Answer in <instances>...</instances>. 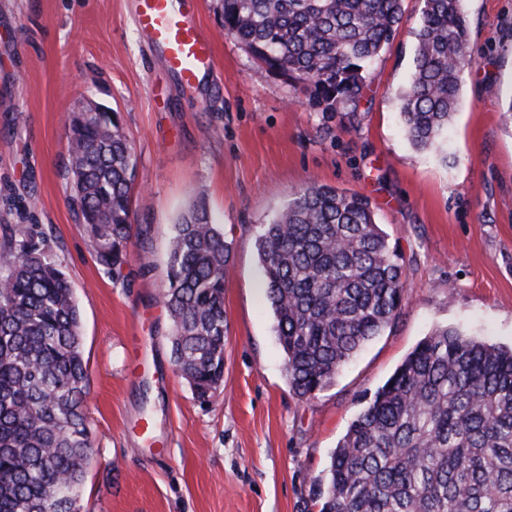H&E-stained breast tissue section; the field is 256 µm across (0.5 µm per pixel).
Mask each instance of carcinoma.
Segmentation results:
<instances>
[{"label": "carcinoma", "instance_id": "1", "mask_svg": "<svg viewBox=\"0 0 512 512\" xmlns=\"http://www.w3.org/2000/svg\"><path fill=\"white\" fill-rule=\"evenodd\" d=\"M463 0H422L404 135L438 146L474 61ZM224 35L318 107L357 111L403 0H218ZM71 205L97 264L125 279L136 159L116 112H74ZM257 251L288 384L299 399L398 318L404 265L368 199L307 182ZM224 227L196 205L173 225L161 302L175 371L200 399L224 377ZM0 512H73L93 455L89 372L72 287L35 224L0 225ZM313 499L319 512H512V349L459 328L422 339L350 423Z\"/></svg>", "mask_w": 512, "mask_h": 512}]
</instances>
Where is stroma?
<instances>
[{
	"label": "stroma",
	"instance_id": "obj_1",
	"mask_svg": "<svg viewBox=\"0 0 512 512\" xmlns=\"http://www.w3.org/2000/svg\"><path fill=\"white\" fill-rule=\"evenodd\" d=\"M133 0H0V224H36L82 318L94 455L77 512H318L310 494L354 417L433 330L512 347V0H464L475 64L445 145L406 140L395 93L409 78L421 0H404L356 116L296 94L200 23L214 79L181 86L132 20ZM119 112L136 155L125 284L92 257L70 204L69 116ZM367 197L403 259L391 328L309 400L288 386L263 300L256 238L307 180ZM204 204L224 227V379L200 403L174 372L159 298L173 225Z\"/></svg>",
	"mask_w": 512,
	"mask_h": 512
}]
</instances>
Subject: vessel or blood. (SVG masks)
Wrapping results in <instances>:
<instances>
[{
    "mask_svg": "<svg viewBox=\"0 0 512 512\" xmlns=\"http://www.w3.org/2000/svg\"><path fill=\"white\" fill-rule=\"evenodd\" d=\"M134 4L137 29L182 83L194 85L213 71V40L197 21L201 0H134Z\"/></svg>",
    "mask_w": 512,
    "mask_h": 512,
    "instance_id": "b4317fda",
    "label": "vessel or blood"
}]
</instances>
